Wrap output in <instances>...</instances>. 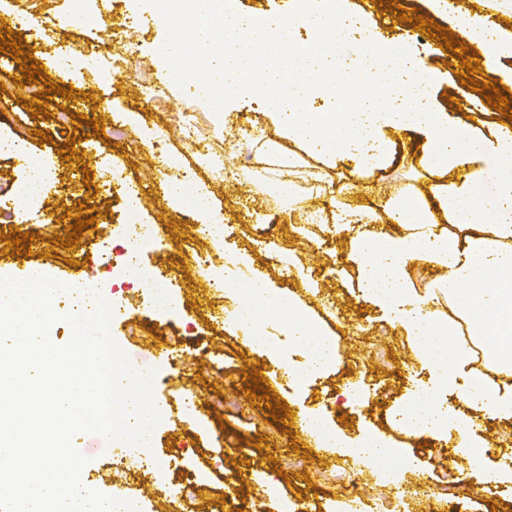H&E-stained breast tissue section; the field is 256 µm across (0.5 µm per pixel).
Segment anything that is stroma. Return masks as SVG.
<instances>
[{"mask_svg": "<svg viewBox=\"0 0 512 512\" xmlns=\"http://www.w3.org/2000/svg\"><path fill=\"white\" fill-rule=\"evenodd\" d=\"M355 2L358 10L373 15L391 40L406 42L428 66L437 79L439 108L447 111L449 126H460L467 105L479 94L462 85L455 56L442 49L441 38H429L414 31L412 23L393 19L377 0ZM86 6L107 22L116 24L125 16L134 24L131 50L112 48L123 58L118 72L85 64L103 53L108 40L100 29L72 23L73 13ZM38 15L43 23L23 33L22 48L36 61L52 58L57 45L73 48L69 66L45 70L42 78L56 86H73L81 95L76 111L87 121L78 129L57 124L52 103L45 115L33 116L32 98L15 82L22 69L13 52L0 53V137L24 145L23 154L0 159V201L17 193L30 160L69 146L81 154L77 160L56 161L55 191L27 209L22 224H0V277H19L26 263L43 261L63 273L111 276V266L98 260V248L102 242L122 240L120 209L124 196L132 194L140 201L142 223L159 227L156 244L141 251L139 260L172 278L177 295L176 310L160 314L151 310L147 288H125L110 332L131 362L154 370L153 391L167 410L145 453L175 458L178 468L141 476L136 460L113 461L111 443L87 433L74 445L89 458L83 475L91 488L129 500L138 512H164L162 491L188 478L203 480L212 492L206 500L185 501L184 512H273L279 501L292 503L297 512H370L377 499L394 494L402 499L401 512H431L444 467L454 463L473 487L470 499L455 505L454 512H512V481L497 476L503 444L512 443V419L488 421L478 468L470 464L469 449L449 447L445 436L421 438L395 425L394 413L415 383L434 382L436 374L416 362L413 337L364 300L348 274L350 243L337 237L328 222L336 207L362 204L372 188H388L406 198L428 192L422 172L407 161L416 137L394 136L390 161L382 171H358L339 159L326 161L325 182H349L358 190L337 202L318 197L326 221L305 224L284 211L274 194H255L244 178L228 181L201 165L179 137L183 117L196 116L213 153L223 154L226 146H233L234 170L259 168L270 182H278L279 162L262 142V105L233 101L226 107L227 118L221 119L190 81L166 88L164 109L148 100L138 73L146 69L153 77H163V48L171 30L150 18L143 0H123L118 7L113 0H44ZM471 50L485 80L495 82L512 102V59L484 43ZM117 110L130 113L131 119L125 124L126 139L110 146L92 135L90 122L100 117L112 121ZM241 144L250 145L252 160L238 152ZM168 152L179 156V167L166 163ZM187 174L195 192L209 198L227 227L219 241L199 234L200 215L167 195L170 179ZM106 178L112 181L114 195L96 190ZM79 213L94 218V227L85 228L76 246H56ZM16 232L32 235L30 256L9 249L7 237ZM292 235L307 242L296 253L304 270L300 276L282 264L284 240ZM198 252L215 255L220 272L239 286H248L252 275H265L277 294L292 299L298 315L334 339V360L311 383L292 384L284 368L301 366L305 349L276 321L265 326L279 344L274 356L247 343L245 329L225 326L223 292L210 288L202 302L195 291L196 284H208L212 276L195 264ZM164 340L173 342L174 354L162 361L156 347ZM257 370L263 373L269 397L289 408L292 424L272 418L264 400L247 394L245 379ZM313 416L342 437L387 441L402 461L398 487L381 484L374 466L322 445L317 434L302 432V422ZM299 453L307 457L302 472L288 467ZM339 467L345 468L347 480L327 481V474ZM262 483L267 495L260 498L256 491ZM230 485L240 486L241 492L229 503L224 489Z\"/></svg>", "mask_w": 512, "mask_h": 512, "instance_id": "stroma-1", "label": "stroma"}]
</instances>
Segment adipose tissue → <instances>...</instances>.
Segmentation results:
<instances>
[{
    "label": "adipose tissue",
    "mask_w": 512,
    "mask_h": 512,
    "mask_svg": "<svg viewBox=\"0 0 512 512\" xmlns=\"http://www.w3.org/2000/svg\"><path fill=\"white\" fill-rule=\"evenodd\" d=\"M151 17L179 23L188 44L210 53L197 84L211 90L216 114L236 98L272 97L267 115L274 137L303 146L305 154L345 157L360 169L378 170L389 159L393 135L421 133L418 163L430 181L432 196L408 214L403 199L388 197L358 209H337L336 232L351 237V261L364 298L383 308L417 341L451 336L447 362L433 350H418L417 362L437 369L448 383L465 375L464 401L475 418L463 421L454 412L433 407L403 421L422 433H442L459 448H480L483 421L512 418V139L485 133L481 105L465 138L448 130L446 113L430 101L433 82L427 70L409 62L389 102L364 95L353 98L345 112H308L304 104L316 90L345 91L373 78V61L392 52L407 58L409 50L388 41L367 14L346 0L332 50H325L321 32L328 26L322 0H306L292 17L265 15L255 22L232 0H207L199 14L190 0H145ZM305 25L310 38L298 42ZM500 170L490 209H476L491 165ZM464 228L463 241L450 242L448 225ZM414 266L446 270L429 296L414 292L407 275ZM447 305L451 319L442 321L437 305ZM464 338H457V331Z\"/></svg>",
    "instance_id": "1"
}]
</instances>
